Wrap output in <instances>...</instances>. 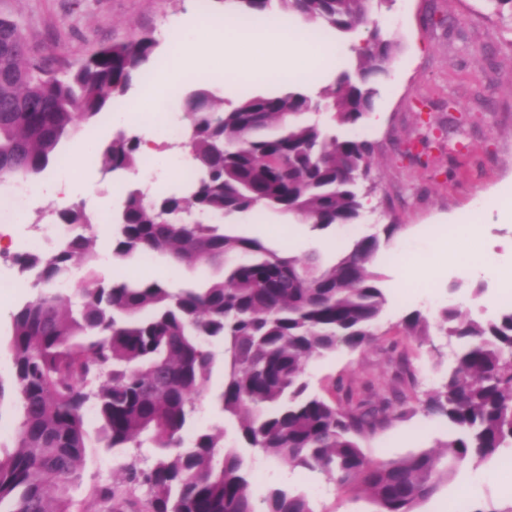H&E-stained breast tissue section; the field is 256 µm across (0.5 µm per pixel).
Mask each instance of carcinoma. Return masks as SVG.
I'll list each match as a JSON object with an SVG mask.
<instances>
[{
  "label": "carcinoma",
  "mask_w": 512,
  "mask_h": 512,
  "mask_svg": "<svg viewBox=\"0 0 512 512\" xmlns=\"http://www.w3.org/2000/svg\"><path fill=\"white\" fill-rule=\"evenodd\" d=\"M274 1L276 17L297 15L321 32L349 35L365 24L360 0H213L238 17L265 14ZM159 45L145 31L54 69L29 48L20 23L0 14V183L44 173L61 142L79 132L78 121L96 124L120 109ZM350 50V68L315 98L244 91L226 102L204 88L189 92L184 129L193 177L159 195L125 187L112 218V260L157 254L184 267L209 266L216 277L206 286L101 278L96 220L82 201L56 211L68 232L55 248L12 256L34 296L10 315V390L20 420L15 450L0 456V512H72L89 406L107 447L159 449L151 460L128 455L122 482L96 488L103 512H315L307 496L285 488L256 499L248 456L358 487L376 512H415L470 458L512 450V304L487 320L451 300L439 311L434 328L457 345L456 367L420 405L454 434L442 454L373 461L361 442L416 398L407 355L396 342L387 346L395 384L383 394L372 380L357 393L339 380L324 398L309 391L304 368L340 347L376 342L386 304L373 271L380 237L354 239L328 264L316 252L301 259L205 223L254 211L316 229L359 218V183L369 179L374 144L330 134L318 121L288 120L324 109L335 124L355 126L368 114L397 44L374 29ZM143 144L137 133L120 131L95 153L104 171L135 173ZM76 271L80 287H58ZM405 327L416 340L429 337L419 313ZM215 341L224 348L215 401L237 422L240 448L224 445L221 428L189 446L182 437L215 364Z\"/></svg>",
  "instance_id": "cac0c4a2"
}]
</instances>
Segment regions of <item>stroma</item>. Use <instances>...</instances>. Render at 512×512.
<instances>
[{
  "label": "stroma",
  "instance_id": "obj_1",
  "mask_svg": "<svg viewBox=\"0 0 512 512\" xmlns=\"http://www.w3.org/2000/svg\"><path fill=\"white\" fill-rule=\"evenodd\" d=\"M205 0H0V13L17 17L31 45L51 60L75 62L91 49L124 40L143 31L154 32L160 49L150 73L171 66L172 25L191 29L192 40L207 39L195 18L206 15ZM379 27L399 44L392 67L377 86L374 110L378 122L344 127L343 135L374 143L371 166L372 192L364 201L361 218L346 230L312 229L293 224L274 212H246L228 217L238 235L256 237L278 251L297 257L309 252L334 262L340 242L382 232L384 225H399V232L380 251L375 265L379 286L388 298L376 333L378 344L361 350L341 348L311 359L305 377L313 393L327 395L335 380L360 389L365 381L380 389L392 386L395 367L385 348L395 341L406 348L417 371L418 390H430L440 368L452 367L450 349L443 337L428 342L407 340L404 319L420 311L434 320L448 301L453 282H485L487 290L477 299L463 298L460 308L474 318L494 315L501 301L512 295V219L499 210L473 215L478 196L501 200L512 192V21L499 17L486 0H388L374 9ZM209 76L200 81L180 79L181 93L165 99L160 109L169 118L183 116V93L203 87L225 100H234L242 78L225 75L224 65L213 59ZM53 171L70 170L76 178H91L96 197L108 199V207H93L99 237L110 234L111 217L124 200L125 183L141 182L140 174L126 181L113 180L99 162L74 167L66 148H59ZM470 217L472 242L479 253L496 256L499 275L479 279L467 264L449 265L431 245L433 235L458 217ZM302 238L289 248L287 228ZM429 265L433 273L419 281L407 278L415 265ZM98 273L131 278H163L171 287L201 286L215 272L206 266L171 269L163 256H145L116 267L101 262ZM224 381V364L216 362L199 398L200 411L185 433V440L220 426L225 443L237 445L236 426L225 420L212 401ZM85 427L90 448L82 480L73 491L74 512H101L96 486L112 483L120 475L126 454L106 449L95 412H88ZM451 430L448 422L414 408L404 418L362 443L372 460H397L409 454L436 450ZM255 496L269 488L288 487L307 495L316 512H375L368 497L357 488L338 490L325 476L302 468H290L272 460L251 464ZM512 474L500 468L499 458L476 459L461 468L416 512H448L456 499H464L467 512H512V495L505 490Z\"/></svg>",
  "mask_w": 512,
  "mask_h": 512
}]
</instances>
